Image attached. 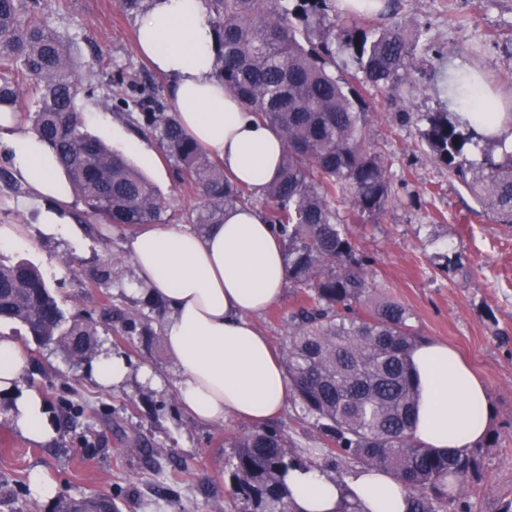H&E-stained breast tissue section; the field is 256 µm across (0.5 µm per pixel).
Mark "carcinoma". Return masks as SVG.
<instances>
[{
    "mask_svg": "<svg viewBox=\"0 0 512 512\" xmlns=\"http://www.w3.org/2000/svg\"><path fill=\"white\" fill-rule=\"evenodd\" d=\"M218 45L215 76L284 141L281 173L266 193L267 220L283 246L288 282L304 299L290 315L284 352L291 397L336 455L397 479L410 512H442L448 489L464 484L473 456L427 448L414 438L417 387L408 355L420 341L412 313L376 296L374 261L347 224L377 222L396 200L384 158L366 147L376 111L370 90L403 97L413 87L415 50L397 20L402 0H386L362 20L336 14V0H207ZM42 0H0V105L27 99L32 130L54 151L89 216L129 230L164 221L166 202L120 153L84 131L78 69L68 43L41 21ZM352 71H329L336 49ZM159 86L115 109L137 111L173 162L179 184L204 200L202 232L224 210L250 200L167 110ZM419 136L431 161L448 171L498 224H512V150L482 137L459 115L430 112ZM484 146H479V143ZM481 148L482 159L469 158ZM24 324L42 345L55 344L75 363L95 348L96 330L66 318L40 269L0 263V322ZM229 479L242 512H297L288 469L308 468L291 455L288 437L263 428L232 437ZM52 512H120L106 495L62 496Z\"/></svg>",
    "mask_w": 512,
    "mask_h": 512,
    "instance_id": "carcinoma-1",
    "label": "carcinoma"
}]
</instances>
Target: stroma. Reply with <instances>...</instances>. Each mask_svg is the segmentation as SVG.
Masks as SVG:
<instances>
[{
  "instance_id": "stroma-1",
  "label": "stroma",
  "mask_w": 512,
  "mask_h": 512,
  "mask_svg": "<svg viewBox=\"0 0 512 512\" xmlns=\"http://www.w3.org/2000/svg\"><path fill=\"white\" fill-rule=\"evenodd\" d=\"M401 18L419 38L416 91L397 101L377 93L370 136L397 201L380 222L350 230L374 261L380 294L405 304L422 339L453 347L487 387L491 428L473 448L477 468L447 512H503L512 501V224L495 223L432 163L418 130L426 113L446 111L437 79L454 59L479 71L512 112V0H404ZM139 19L120 0H46V26L71 42L82 85L94 91L79 100L86 127L118 151L136 135L127 114L114 107L113 69L130 65L136 89L166 82L137 53ZM156 159L145 173L166 201L167 224L194 229L201 198L178 185L164 154ZM28 194L0 155V226L21 224L26 234L25 244L0 247V262L37 265L65 314L94 322L97 352L123 355L130 371L121 386L101 388L90 361L73 364L59 348L38 345L21 323L0 324V334L27 355L22 389L42 397L56 430L49 443L27 440L0 398V512H50V503L31 496L28 474L34 469L62 494L116 496L122 512H239L225 463L232 436L253 425L233 416L200 424L181 408L163 316L144 306L137 290L126 248L130 230L98 222L77 237H44L20 206ZM299 300L296 288L285 287L281 299L255 317L276 353L284 351ZM116 309L134 319L133 333L113 318ZM69 400L83 405L84 413L69 415ZM273 424L291 439L292 454L312 467L341 481L357 470V463L329 453L298 404L287 403Z\"/></svg>"
}]
</instances>
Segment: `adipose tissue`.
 <instances>
[{
	"label": "adipose tissue",
	"mask_w": 512,
	"mask_h": 512,
	"mask_svg": "<svg viewBox=\"0 0 512 512\" xmlns=\"http://www.w3.org/2000/svg\"><path fill=\"white\" fill-rule=\"evenodd\" d=\"M138 49L169 81L180 124L224 165L231 180L258 197L279 172L283 141L257 120L215 76L216 34L203 0H148L138 23ZM0 143L14 176L29 190L25 207L38 211L41 230L67 227L73 201L68 178L50 146L21 130L18 115L0 107ZM127 248L144 293L164 299L163 338L175 360L182 406L214 423L234 415L262 423L279 414L290 395L287 373L253 321L286 284L282 242L264 211H225L224 221L202 235L146 224ZM27 356L0 337V394L11 398L12 425L25 438L51 441L56 431L36 392L20 387ZM419 393L415 436L432 448L466 453L489 431L492 409L484 383L447 344L423 341L411 354ZM286 483L299 512H336L351 495L364 512H408L402 485L389 475L361 469L346 482L315 470L290 469Z\"/></svg>",
	"instance_id": "adipose-tissue-1"
}]
</instances>
